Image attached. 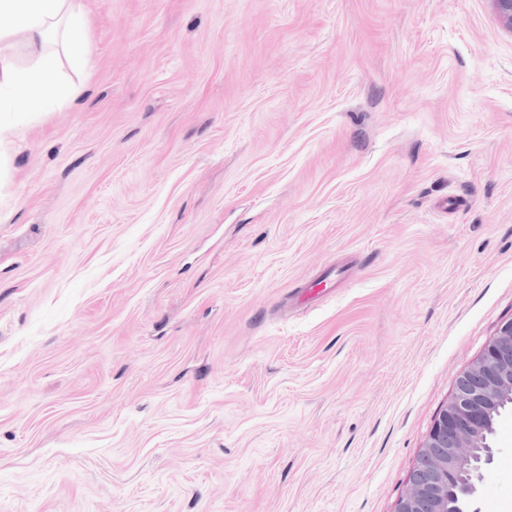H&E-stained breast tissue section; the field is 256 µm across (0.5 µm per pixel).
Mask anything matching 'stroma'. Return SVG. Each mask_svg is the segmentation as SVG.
<instances>
[{
  "mask_svg": "<svg viewBox=\"0 0 512 512\" xmlns=\"http://www.w3.org/2000/svg\"><path fill=\"white\" fill-rule=\"evenodd\" d=\"M9 139L0 512H394L512 318L490 0H82ZM480 512H512V409Z\"/></svg>",
  "mask_w": 512,
  "mask_h": 512,
  "instance_id": "1",
  "label": "stroma"
}]
</instances>
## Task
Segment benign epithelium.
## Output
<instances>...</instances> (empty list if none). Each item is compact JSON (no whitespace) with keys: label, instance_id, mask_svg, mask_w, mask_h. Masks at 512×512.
Listing matches in <instances>:
<instances>
[{"label":"benign epithelium","instance_id":"7a95c632","mask_svg":"<svg viewBox=\"0 0 512 512\" xmlns=\"http://www.w3.org/2000/svg\"><path fill=\"white\" fill-rule=\"evenodd\" d=\"M491 3L499 24L512 32V0ZM505 401H512V319L458 376L394 512H480L472 508L477 484L494 457L487 434Z\"/></svg>","mask_w":512,"mask_h":512}]
</instances>
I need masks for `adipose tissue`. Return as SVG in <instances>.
<instances>
[{
	"instance_id": "1",
	"label": "adipose tissue",
	"mask_w": 512,
	"mask_h": 512,
	"mask_svg": "<svg viewBox=\"0 0 512 512\" xmlns=\"http://www.w3.org/2000/svg\"><path fill=\"white\" fill-rule=\"evenodd\" d=\"M2 15L10 16L14 26L0 29V91L8 96L7 109L0 110V143L17 127L41 120L81 93L62 76L56 56L47 50L49 41L60 42L74 67L88 63V17L80 0H0ZM19 39L36 59L33 68L23 70L14 62Z\"/></svg>"
}]
</instances>
